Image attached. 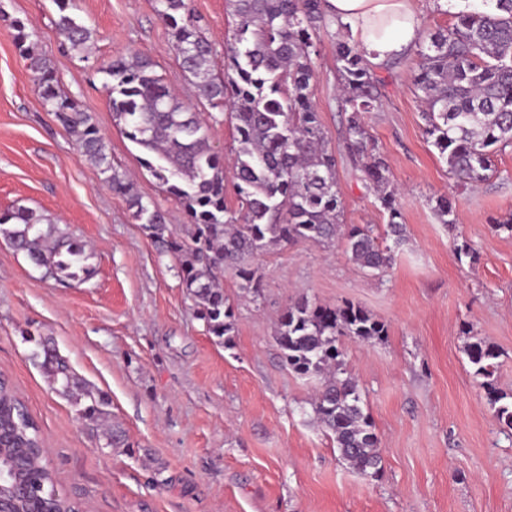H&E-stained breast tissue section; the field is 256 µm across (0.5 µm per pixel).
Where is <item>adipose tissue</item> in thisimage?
<instances>
[{
	"mask_svg": "<svg viewBox=\"0 0 512 512\" xmlns=\"http://www.w3.org/2000/svg\"><path fill=\"white\" fill-rule=\"evenodd\" d=\"M323 9L330 19L348 25L375 66L406 54L420 38L416 0H323Z\"/></svg>",
	"mask_w": 512,
	"mask_h": 512,
	"instance_id": "1",
	"label": "adipose tissue"
}]
</instances>
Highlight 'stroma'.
Here are the masks:
<instances>
[{
  "mask_svg": "<svg viewBox=\"0 0 512 512\" xmlns=\"http://www.w3.org/2000/svg\"><path fill=\"white\" fill-rule=\"evenodd\" d=\"M224 69L234 19L225 0H187ZM96 33L88 57L69 51L54 26L53 0H0V212L24 207L87 245L93 278L64 285L45 277L0 238V373L37 421L45 465L83 512H512V430L500 424L464 352L469 336L500 352L496 386L512 392V236L494 220L512 216V148L477 189L457 186L424 133L412 90L416 54L375 67L383 105L367 119L377 152L402 194L406 241L385 272L359 270L342 245L308 241L256 258L260 297L232 274L231 342L208 334L181 286L179 264L160 253L125 197L44 109L17 45L14 20L31 21L30 44L62 90L104 136L115 166L168 224L183 209L139 163L142 150L112 121L101 62L140 53L181 96L192 86L155 0H79ZM311 83L338 159L344 221L382 233L387 218L345 150L336 80V28L318 32ZM454 206L443 224L438 197ZM467 242L475 258L458 257ZM365 307L388 332L343 341L380 440L383 476L373 480L339 458L311 401L320 382L288 370L275 341L283 310L299 298ZM49 337L81 377L109 399L129 445L108 446L36 358Z\"/></svg>",
  "mask_w": 512,
  "mask_h": 512,
  "instance_id": "1",
  "label": "stroma"
}]
</instances>
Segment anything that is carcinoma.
<instances>
[{
  "label": "carcinoma",
  "instance_id": "carcinoma-1",
  "mask_svg": "<svg viewBox=\"0 0 512 512\" xmlns=\"http://www.w3.org/2000/svg\"><path fill=\"white\" fill-rule=\"evenodd\" d=\"M464 2L450 27L422 36L413 91L423 104L428 142L448 174L472 188L493 173L495 149L512 146V0ZM54 3L55 25L69 49L85 51L95 32L80 20L77 0ZM226 6L235 27L224 50V75L217 76L211 70L212 44L186 0H157L181 66L193 78L195 97L223 109L234 130L228 173L241 203L236 211L226 204L228 173L209 143L200 113L165 85L152 60L135 54L100 66L115 126L144 150L141 165L189 218L179 231L110 162L104 136L61 91L48 60L33 54L25 60L43 106L75 138L83 156L107 175L112 190L126 197L134 220L158 249L178 259L183 288L207 332L228 343L235 333V313L224 296L222 273L230 272L239 288L257 297L262 274L252 264L255 257L297 241L329 245L338 238L357 266L382 273L404 242L405 227L388 163L376 152L366 123L382 106L380 82L348 26L337 25L335 50L338 90L347 112L346 149L387 214L380 235L369 226L344 228L336 155L311 99L317 30L325 21L321 0H226ZM434 211L441 223H454L447 199L437 200ZM41 221L26 208L0 213V237L59 281L89 280L95 270L86 264V245L51 223L41 228ZM275 336L289 369L320 380L313 412L339 456L360 474L379 477L380 441L359 384L345 368L341 339L372 343L387 336L386 326L350 300L332 308L301 298L284 310ZM37 346L43 371L73 399L78 412L106 424L108 445L130 447L125 433L110 423L108 399L78 376L50 339L39 338ZM465 353L497 420L512 430V393L494 385L501 353L477 336L465 345ZM0 412L12 429L7 448L0 450V470L7 475L13 468L8 446L36 450L42 439L6 380ZM18 479L56 512H76L47 468L27 469Z\"/></svg>",
  "mask_w": 512,
  "mask_h": 512
}]
</instances>
